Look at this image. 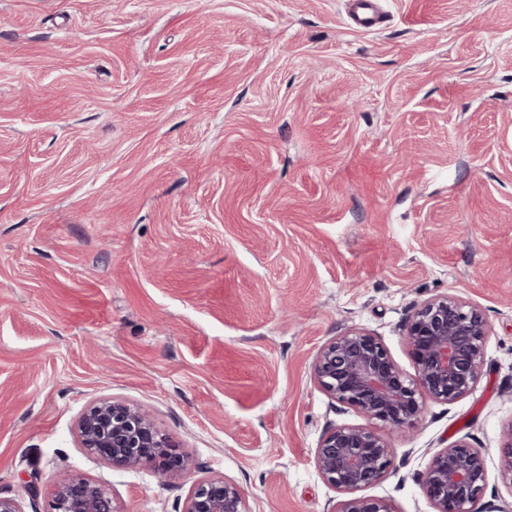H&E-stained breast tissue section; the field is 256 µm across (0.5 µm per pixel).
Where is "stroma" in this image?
<instances>
[{
	"mask_svg": "<svg viewBox=\"0 0 512 512\" xmlns=\"http://www.w3.org/2000/svg\"><path fill=\"white\" fill-rule=\"evenodd\" d=\"M0 0V495L46 512L94 480L119 512H182L222 476L248 512H334L314 452L364 417L312 367L370 331L406 374L413 307L491 327L478 383L383 428L362 496L434 512V451L485 455L480 512H512V0ZM150 412L189 473L115 470L76 423ZM351 26L362 31H376L383 23L379 0H346Z\"/></svg>",
	"mask_w": 512,
	"mask_h": 512,
	"instance_id": "35a3bbf8",
	"label": "stroma"
}]
</instances>
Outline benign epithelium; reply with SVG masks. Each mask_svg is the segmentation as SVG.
Instances as JSON below:
<instances>
[{
  "instance_id": "benign-epithelium-1",
  "label": "benign epithelium",
  "mask_w": 512,
  "mask_h": 512,
  "mask_svg": "<svg viewBox=\"0 0 512 512\" xmlns=\"http://www.w3.org/2000/svg\"><path fill=\"white\" fill-rule=\"evenodd\" d=\"M491 326L477 306L441 294L415 306L403 336L414 366L408 375L375 335L351 330L327 341L313 365L318 386L336 403L391 429L414 428L428 399L453 403L469 395L481 374ZM77 433L87 452L117 470L150 465L161 475L184 471L188 456L156 426L145 409L114 398L100 399L81 414ZM393 449L375 429L337 425L322 435L314 461L321 476L348 498L334 512H393L391 504L354 493L381 481ZM502 476L512 485V424L500 454ZM435 512H477L487 483L482 451L460 441L435 452L421 477ZM48 512H119L98 482L57 479ZM182 512H247L239 486L205 476L190 489Z\"/></svg>"
}]
</instances>
